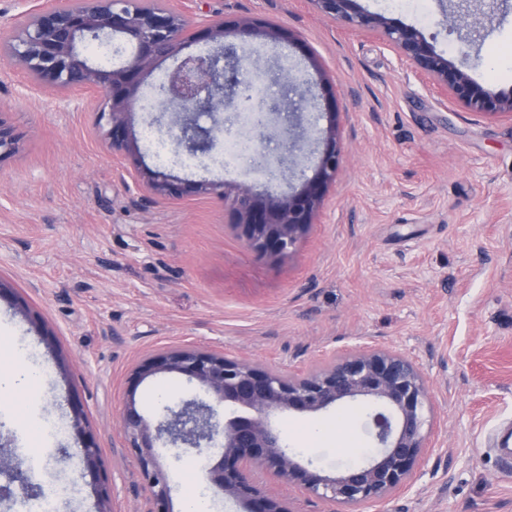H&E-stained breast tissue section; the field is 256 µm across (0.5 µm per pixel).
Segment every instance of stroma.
I'll return each mask as SVG.
<instances>
[{
  "instance_id": "35a3bbf8",
  "label": "stroma",
  "mask_w": 512,
  "mask_h": 512,
  "mask_svg": "<svg viewBox=\"0 0 512 512\" xmlns=\"http://www.w3.org/2000/svg\"><path fill=\"white\" fill-rule=\"evenodd\" d=\"M434 39L438 52L486 90L512 87V0H491L473 25L440 26L458 0H428L427 16L390 0H357ZM186 14L243 17L288 30L270 46L317 64L336 103L345 147L335 184L308 232L286 256L259 254L214 198L188 196L140 208L126 164L109 151L88 94L37 87L0 60V111L22 136L0 163V371L25 360L47 389L17 399L5 450L34 483L66 485L63 512H147L118 415L128 398L151 419L191 398L175 374L132 386L149 355L195 346L302 375L366 347L411 359L432 396L429 446L408 490L377 505L328 504L258 468L254 478L290 512H512V471L500 466L512 430V119L479 117L436 92L379 35L318 14L309 0H185ZM188 180L259 183L244 162L190 161ZM99 448L96 468L51 463L77 453L69 399ZM330 439L309 437L319 422ZM366 411L291 414L279 428L301 464L327 476L336 453L368 444ZM173 486L170 512L192 492L211 512L237 503L192 482L196 456L157 451Z\"/></svg>"
}]
</instances>
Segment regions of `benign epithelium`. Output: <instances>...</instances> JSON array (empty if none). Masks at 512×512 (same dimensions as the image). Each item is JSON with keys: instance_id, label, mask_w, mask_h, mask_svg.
Instances as JSON below:
<instances>
[{"instance_id": "1", "label": "benign epithelium", "mask_w": 512, "mask_h": 512, "mask_svg": "<svg viewBox=\"0 0 512 512\" xmlns=\"http://www.w3.org/2000/svg\"><path fill=\"white\" fill-rule=\"evenodd\" d=\"M310 2L326 19L381 36L401 61L472 113L512 117V89L488 92L438 53L419 30L397 26L381 13L364 12L355 0ZM191 24L197 31L188 37ZM201 38L215 42L218 48L207 53L191 51L192 43ZM104 39L123 58L119 65L105 67L93 61L87 45ZM289 40L287 30L258 19L242 18L231 28L218 20L193 22L157 0H60L1 34L0 56L38 85L97 98L98 116L107 122L112 154L129 161L134 177L142 164L131 124L140 106V79L152 73L159 61L177 59L175 68L154 85L160 111L191 116L183 123L167 124L174 154L187 152L201 164L214 160L218 139L192 116L220 112L230 98L247 115L250 136L242 142L245 160L262 175L267 189L257 191L248 183L230 186L224 181L190 183L157 169L150 172L146 194L137 204L148 208L158 199L190 195L219 199L228 204L251 248L286 255L313 224L336 181L343 155L332 120L312 175L302 170L298 186L288 192L276 190L286 172L294 170L306 142L300 136L292 137L278 156L263 148L273 108L262 90L269 67L261 46ZM18 145L13 126L0 116V163L15 154ZM159 373L185 377L202 388L209 401L192 399L177 410L170 408L169 417L155 426L132 397L120 410L126 448L151 504L148 512H169L172 486L168 473L157 463L154 448L159 442L196 449L208 459L203 470L206 483L242 501L245 512H288L275 496L255 485L252 473L256 467L297 484L324 502L358 506L380 503L406 489L425 448L431 395L415 363L396 351L363 348L303 376H290L245 357L195 347L173 348L143 360L131 380L138 384ZM357 400L372 409L369 428L377 452L366 464L347 467L330 477L303 467L286 450L276 425L280 416L317 414ZM214 448L220 449V455L212 463ZM98 458L93 439L82 441L80 463L91 469ZM0 470L11 474V482L0 487L1 498L29 500L44 495L22 469L18 455L1 458Z\"/></svg>"}]
</instances>
